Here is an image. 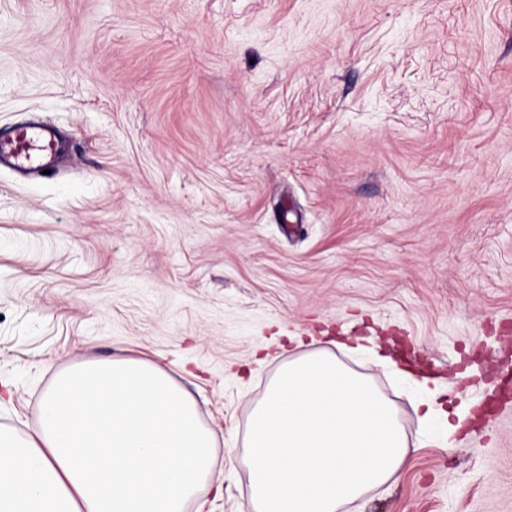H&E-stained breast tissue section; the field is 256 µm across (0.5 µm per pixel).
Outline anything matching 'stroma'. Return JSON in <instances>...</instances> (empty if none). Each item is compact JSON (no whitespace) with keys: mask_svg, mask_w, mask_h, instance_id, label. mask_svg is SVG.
<instances>
[{"mask_svg":"<svg viewBox=\"0 0 512 512\" xmlns=\"http://www.w3.org/2000/svg\"><path fill=\"white\" fill-rule=\"evenodd\" d=\"M70 142L0 170V425L77 361L151 362L249 512L251 409L289 339L472 416L348 512H512V0H0V129ZM363 341H367L372 344L371 347H366L362 344ZM335 347H341L349 351H367L371 362L381 368H387L393 366L391 358L385 353L382 346L373 339H364L361 337H348L345 341H330Z\"/></svg>","mask_w":512,"mask_h":512,"instance_id":"stroma-1","label":"stroma"}]
</instances>
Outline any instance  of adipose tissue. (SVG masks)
<instances>
[{"mask_svg":"<svg viewBox=\"0 0 512 512\" xmlns=\"http://www.w3.org/2000/svg\"><path fill=\"white\" fill-rule=\"evenodd\" d=\"M414 400L439 443L470 416L428 382ZM215 435L159 367L120 358L72 364L22 437L0 426V512H211L200 491ZM251 512H344L395 483L411 445L392 401L327 348L283 361L255 404L247 441Z\"/></svg>","mask_w":512,"mask_h":512,"instance_id":"obj_1","label":"adipose tissue"}]
</instances>
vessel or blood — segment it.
<instances>
[{
    "label": "vessel or blood",
    "mask_w": 512,
    "mask_h": 512,
    "mask_svg": "<svg viewBox=\"0 0 512 512\" xmlns=\"http://www.w3.org/2000/svg\"><path fill=\"white\" fill-rule=\"evenodd\" d=\"M57 155L51 127L36 124L19 126L9 134L0 133V168L20 174L51 169Z\"/></svg>",
    "instance_id": "vessel-or-blood-1"
}]
</instances>
